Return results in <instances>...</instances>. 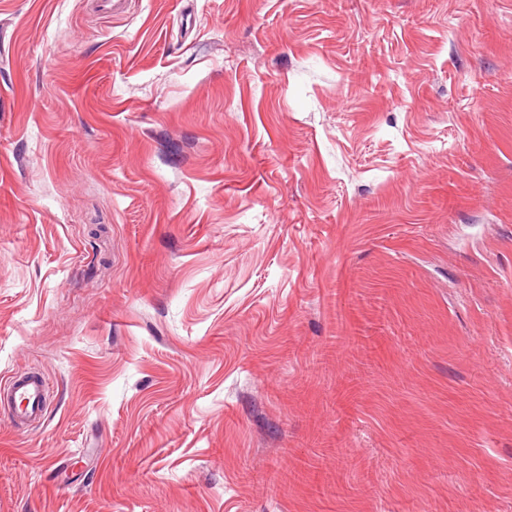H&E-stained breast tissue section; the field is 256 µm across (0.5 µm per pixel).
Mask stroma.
Returning <instances> with one entry per match:
<instances>
[{"label": "stroma", "mask_w": 512, "mask_h": 512, "mask_svg": "<svg viewBox=\"0 0 512 512\" xmlns=\"http://www.w3.org/2000/svg\"><path fill=\"white\" fill-rule=\"evenodd\" d=\"M0 512H512V0H0ZM0 390L5 396H11V404H4L2 396L1 414H6L14 423L25 424L44 416L49 394V383L44 376L23 372L1 382Z\"/></svg>", "instance_id": "1"}]
</instances>
